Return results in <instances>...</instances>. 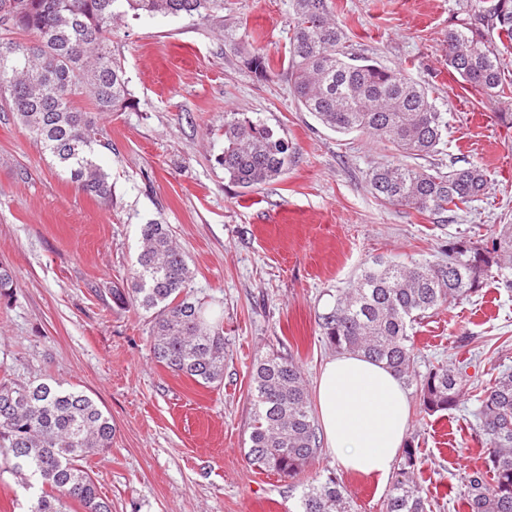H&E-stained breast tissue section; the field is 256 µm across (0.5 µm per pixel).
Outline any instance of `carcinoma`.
<instances>
[{"mask_svg":"<svg viewBox=\"0 0 512 512\" xmlns=\"http://www.w3.org/2000/svg\"><path fill=\"white\" fill-rule=\"evenodd\" d=\"M332 0H295L287 70L300 108L338 133L360 132L388 142L398 163L374 167L371 192L381 202L421 214L456 213L485 195L487 176L477 164L448 172L412 165L437 152L448 130L431 90L403 69L388 68L345 51L344 32L332 19ZM224 10V0H0V25L16 35L0 46V99L89 196L112 201L109 174L98 163L96 116L133 107L121 59L112 50L115 18L196 15ZM448 67L488 98L512 96L504 54L512 50V0H477L468 21L448 29ZM248 64L263 77L272 59L255 48ZM87 100L93 111L80 106ZM294 147L261 120L224 113V151L218 158L229 180L253 189L288 171ZM143 246L128 288L112 292L119 309L150 314V349L177 375L209 387L224 378L223 320L191 297L192 271L174 245L169 225L152 220L140 229ZM512 286V224L498 233L448 244V261L410 266L376 260L321 317L327 343L338 353L361 354L393 370L415 388L427 414L454 409L461 376L444 363L416 370L409 330L430 311L475 293L483 277ZM254 409L248 463L283 477L302 472L321 451L302 369L293 357L266 356L252 368ZM487 437L486 470L468 476L465 512H512V373L484 389L476 414ZM112 418L88 395L59 384L0 383V456L5 468L42 480L29 512H62L70 501L83 512H111L84 466L112 448ZM417 449L407 447L392 477L383 512H430L415 484ZM299 512H351L333 477L306 485Z\"/></svg>","mask_w":512,"mask_h":512,"instance_id":"1","label":"carcinoma"}]
</instances>
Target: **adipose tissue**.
Wrapping results in <instances>:
<instances>
[{
  "label": "adipose tissue",
  "mask_w": 512,
  "mask_h": 512,
  "mask_svg": "<svg viewBox=\"0 0 512 512\" xmlns=\"http://www.w3.org/2000/svg\"><path fill=\"white\" fill-rule=\"evenodd\" d=\"M325 444L339 464L364 474L388 475L410 423L409 397L386 365L358 354L329 360L316 386Z\"/></svg>",
  "instance_id": "ef3b65f1"
}]
</instances>
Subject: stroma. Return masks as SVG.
I'll return each instance as SVG.
<instances>
[{
  "label": "stroma",
  "instance_id": "1",
  "mask_svg": "<svg viewBox=\"0 0 512 512\" xmlns=\"http://www.w3.org/2000/svg\"><path fill=\"white\" fill-rule=\"evenodd\" d=\"M351 52L408 68L446 112L448 135L432 163L484 164L488 187L470 210L440 219L391 206L368 185L395 161L388 145L339 134L301 111L282 60L294 0H224L223 12L128 15L113 46L135 109L101 116L96 155L112 179L111 203L90 197L0 108V263L16 276L0 298V378L53 380L90 396L112 418L110 450L89 472L112 512H296L309 477L334 476L354 512H382L390 478L343 469L321 452L288 479L254 469L245 452L253 413L251 368L292 356L308 389L335 356L320 317L375 259L447 260L459 234L484 239L512 224V98L470 92L448 67L443 35L466 22L473 0H338ZM277 64L247 63L248 35ZM239 112L288 137L287 174L245 190L217 162L224 115ZM169 224L193 273L195 298L224 318V379L204 387L157 363L149 317L117 308L141 247L140 227ZM417 369H458L463 397L428 415L410 396L406 443L433 512H462L465 478L484 468L475 417L481 386L512 371V288L485 279L478 292L414 324Z\"/></svg>",
  "mask_w": 512,
  "mask_h": 512
}]
</instances>
